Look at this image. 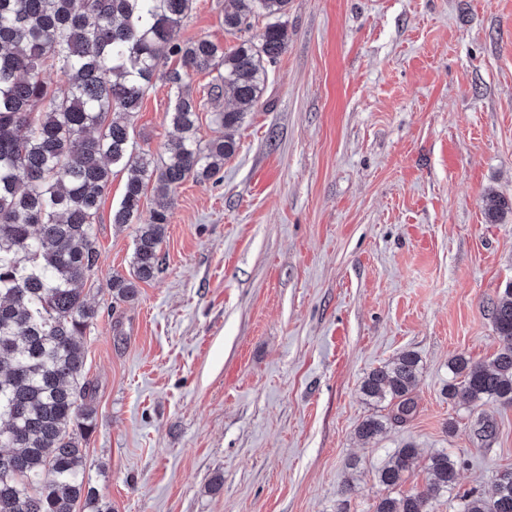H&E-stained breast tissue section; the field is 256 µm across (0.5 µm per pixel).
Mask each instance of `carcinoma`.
Listing matches in <instances>:
<instances>
[{
	"instance_id": "1",
	"label": "carcinoma",
	"mask_w": 512,
	"mask_h": 512,
	"mask_svg": "<svg viewBox=\"0 0 512 512\" xmlns=\"http://www.w3.org/2000/svg\"><path fill=\"white\" fill-rule=\"evenodd\" d=\"M289 0H224V31H243L257 10L269 22L258 38L234 48L207 38H177L192 0H0V512H76L94 508L85 477L82 436L95 408L81 381L78 337L97 310L83 286L96 265L94 224L112 168H131L114 224H139L142 200L154 183V207L137 231L133 276L112 275L115 298L135 300V281L152 279L169 223L173 193L189 176L216 177L236 151L235 132L262 98L268 68L288 44L282 17ZM175 57L168 82L176 101L167 113L178 136L160 161L134 151L130 120L161 60ZM55 66L67 93L42 79ZM213 75L209 99L231 92L232 109L215 108L221 135L198 136L201 103L184 90L190 73ZM498 353L486 366L456 355L448 363L450 400L476 406L512 405V289L493 304ZM420 357L406 350L370 371L364 400L385 402L386 416L356 429L371 441L386 425L416 413L412 391ZM418 450L398 449L378 470L387 488L401 485ZM460 462L439 451L428 458L422 491L387 495L374 512H426L456 485ZM463 512H512V469L501 471L489 494L472 493Z\"/></svg>"
}]
</instances>
